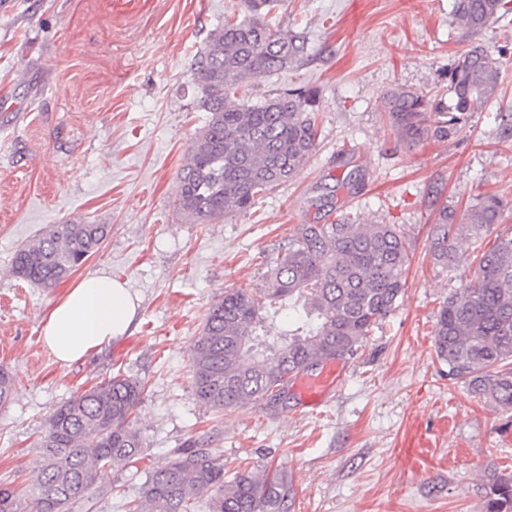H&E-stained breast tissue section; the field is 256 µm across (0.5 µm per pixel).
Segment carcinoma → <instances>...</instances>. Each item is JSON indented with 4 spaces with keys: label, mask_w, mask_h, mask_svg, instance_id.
Listing matches in <instances>:
<instances>
[{
    "label": "carcinoma",
    "mask_w": 512,
    "mask_h": 512,
    "mask_svg": "<svg viewBox=\"0 0 512 512\" xmlns=\"http://www.w3.org/2000/svg\"><path fill=\"white\" fill-rule=\"evenodd\" d=\"M278 0H242L243 18L216 28L194 62L191 81L208 121L189 147L178 177L182 220L214 224L249 210L256 198L286 183L318 146L317 94L282 91L251 104L237 91L257 75L287 71L308 57L301 35L272 29ZM512 0H455L452 23L476 35L512 12ZM501 62L480 45L462 51L451 68L449 101L396 87L381 97L387 126L413 150L448 141L482 111L499 88ZM512 210L497 191L477 196L463 214L444 205L429 252L450 271L460 267L454 241L485 239ZM106 224H51L20 247L11 274L53 288L98 249ZM411 246L401 224H299L258 288H230L209 308L191 347L192 393L222 414L251 403L275 402L299 373L327 360L353 357L404 291ZM302 303L304 318L275 336L264 330L275 305ZM436 357L475 395L512 409V235H496L472 273L440 306L433 332ZM139 382L117 374L77 393L50 416L35 478L24 488L0 486V512H90L112 494L103 470L128 465L143 450L132 424ZM147 512H193L205 497L211 512H289L291 488L276 468L238 471L224 480V460L209 448H174L140 485ZM485 512H512V478L488 481Z\"/></svg>",
    "instance_id": "cac0c4a2"
}]
</instances>
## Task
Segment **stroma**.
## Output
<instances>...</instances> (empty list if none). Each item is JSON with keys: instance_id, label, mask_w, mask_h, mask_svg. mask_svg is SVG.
<instances>
[{"instance_id": "1", "label": "stroma", "mask_w": 512, "mask_h": 512, "mask_svg": "<svg viewBox=\"0 0 512 512\" xmlns=\"http://www.w3.org/2000/svg\"><path fill=\"white\" fill-rule=\"evenodd\" d=\"M454 0H280L271 28L308 38L297 68L253 79L246 97L299 87L319 95V145L294 177L248 211L189 224L176 208L178 174L205 125L191 67L241 0H0V366L14 381L0 404V484L30 481L50 414L72 395L121 374L144 387L134 426L144 452L105 470L113 489L97 512H125L132 472L160 467L173 448H209L224 472L279 468L291 512H483L486 477L512 476L504 411L471 393L437 359V312L458 284L436 265V211L478 194L512 198V146L494 116L512 112V50L501 84L453 140L414 150L387 130L380 98L403 86L448 95L458 53H489L512 14L466 37ZM347 153L349 164L337 160ZM355 173L362 185L346 189ZM350 214L405 225L412 245L405 292L344 362V381L317 410L295 392L224 413L219 425L191 390L190 346L228 288H255L300 224ZM111 230L75 277L106 272L140 298L137 325L87 359L62 365L41 324L73 280L40 288L12 277L23 244L50 224Z\"/></svg>"}]
</instances>
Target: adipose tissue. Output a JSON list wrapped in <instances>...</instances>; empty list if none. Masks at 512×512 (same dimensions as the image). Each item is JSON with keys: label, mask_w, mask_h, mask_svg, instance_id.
<instances>
[{"label": "adipose tissue", "mask_w": 512, "mask_h": 512, "mask_svg": "<svg viewBox=\"0 0 512 512\" xmlns=\"http://www.w3.org/2000/svg\"><path fill=\"white\" fill-rule=\"evenodd\" d=\"M139 301L125 282L105 273L82 277L53 304L42 322L44 344L56 360L70 364L126 335Z\"/></svg>", "instance_id": "obj_1"}]
</instances>
